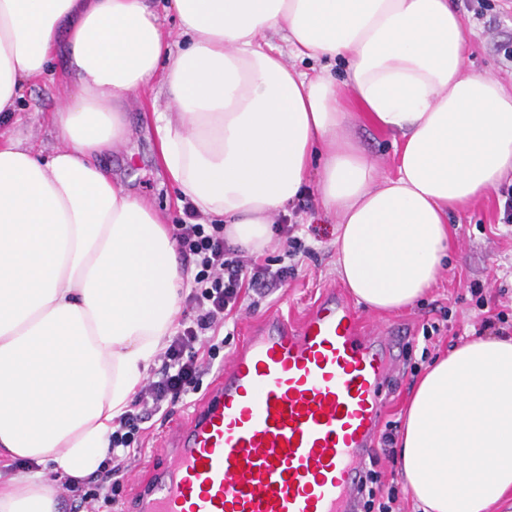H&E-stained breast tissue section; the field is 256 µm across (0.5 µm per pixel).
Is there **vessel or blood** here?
Here are the masks:
<instances>
[{
  "instance_id": "vessel-or-blood-1",
  "label": "vessel or blood",
  "mask_w": 512,
  "mask_h": 512,
  "mask_svg": "<svg viewBox=\"0 0 512 512\" xmlns=\"http://www.w3.org/2000/svg\"><path fill=\"white\" fill-rule=\"evenodd\" d=\"M399 345L333 290L296 327L268 316L168 435L136 512H353Z\"/></svg>"
}]
</instances>
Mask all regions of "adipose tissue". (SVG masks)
<instances>
[{
	"label": "adipose tissue",
	"instance_id": "obj_1",
	"mask_svg": "<svg viewBox=\"0 0 512 512\" xmlns=\"http://www.w3.org/2000/svg\"><path fill=\"white\" fill-rule=\"evenodd\" d=\"M182 41L149 0H0V512H59L57 481L107 454L181 314L184 274L165 213L113 180L126 103L150 119L178 205L260 254L309 178L337 221V272L393 311L437 281L449 211L512 174V93L467 70L454 0H171ZM341 61L349 79L288 67ZM67 60L73 92L43 152L8 127L21 91ZM400 137L397 175L347 132L353 115ZM399 470L423 512H490L512 491V337L475 336L434 360L407 404ZM273 39L277 44H279L282 47V49L286 53V61L288 62L289 66H293L294 68L300 71L312 72L313 68L319 70L323 68L324 65H327L330 62L332 63V65L330 66V71L333 74V76L336 77V80L340 83H343L347 80V69L342 63L338 62L335 65V61H328L324 59H306L305 61H303L299 58L293 57L289 51L287 53V47L285 43L281 40L280 36H274Z\"/></svg>",
	"mask_w": 512,
	"mask_h": 512
}]
</instances>
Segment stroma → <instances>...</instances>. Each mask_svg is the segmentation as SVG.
Returning a JSON list of instances; mask_svg holds the SVG:
<instances>
[{
    "label": "stroma",
    "instance_id": "1",
    "mask_svg": "<svg viewBox=\"0 0 512 512\" xmlns=\"http://www.w3.org/2000/svg\"><path fill=\"white\" fill-rule=\"evenodd\" d=\"M487 4L488 11L478 17L466 11L465 0H456L457 8L464 11L466 66L498 80L511 92L512 62L506 60L505 53L512 49V0H487ZM65 63L64 54H56L52 75L24 90L16 112L21 133L31 142L48 148L58 145L59 140L46 114L70 94L63 78ZM144 105L141 98L127 102L130 134L125 146L112 156V171L125 187L166 213L170 223L177 224L182 215L175 204L173 188L155 164L156 140L152 126L142 118ZM353 132L360 148L374 162L379 178L394 176L395 134L380 131L360 118L354 119ZM503 205V197L495 191L466 209L449 214L453 250L436 284L414 306L393 312L360 309L365 323L387 327L389 333L404 338L400 352L402 371L388 383L384 423L400 427L417 370L426 369L437 355L453 348L457 340L467 339L478 331L480 317L469 292L470 283H479L485 294L495 296L497 304L503 305L512 317V223H503ZM288 211L293 222L317 228L319 238L312 243L313 252L300 258L297 277L289 280L281 291L267 297H246L238 316L224 326V345L212 368L204 374L203 386H210L218 367L267 316L277 313L288 323L298 324L327 289L343 286L336 271V223L322 211L315 183L305 184ZM434 322L441 328V340L430 348L423 339V329ZM198 399V394H187L169 415L151 419L148 448L139 464L122 479L117 504L102 505L100 512H134V484L147 478L149 468L168 464L162 438Z\"/></svg>",
    "mask_w": 512,
    "mask_h": 512
}]
</instances>
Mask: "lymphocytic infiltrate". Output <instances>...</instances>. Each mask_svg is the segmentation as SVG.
<instances>
[{
  "instance_id": "obj_1",
  "label": "lymphocytic infiltrate",
  "mask_w": 512,
  "mask_h": 512,
  "mask_svg": "<svg viewBox=\"0 0 512 512\" xmlns=\"http://www.w3.org/2000/svg\"><path fill=\"white\" fill-rule=\"evenodd\" d=\"M185 216L183 223L173 227L185 265L195 269L185 298V317L166 340L159 371L147 379L127 409L113 420L100 471L89 481L65 483L79 512H99L98 503H112L118 477L139 460L147 443L146 420L166 411L181 396L198 391L203 374L224 344L220 333L226 319L236 312L243 291L271 294L280 290L295 272L291 259L310 252L303 227L296 223L281 226L288 263L277 267L271 261L227 247L223 225L196 223V215L190 210ZM359 499L365 512H401L395 486L382 481L373 469L366 472Z\"/></svg>"
}]
</instances>
